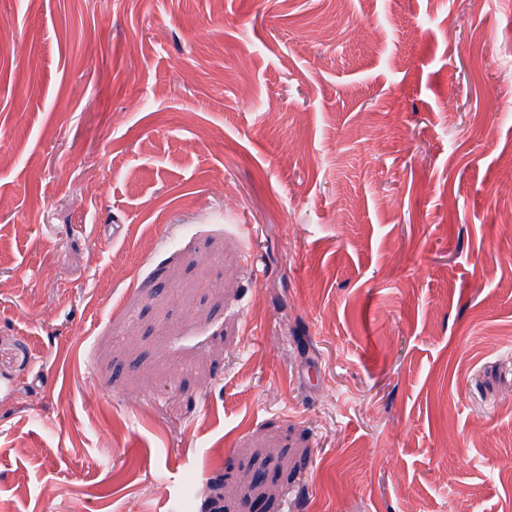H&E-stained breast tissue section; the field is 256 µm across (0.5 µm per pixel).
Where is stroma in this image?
<instances>
[{"label":"stroma","instance_id":"35a3bbf8","mask_svg":"<svg viewBox=\"0 0 512 512\" xmlns=\"http://www.w3.org/2000/svg\"><path fill=\"white\" fill-rule=\"evenodd\" d=\"M512 0H0V512H512Z\"/></svg>","mask_w":512,"mask_h":512}]
</instances>
